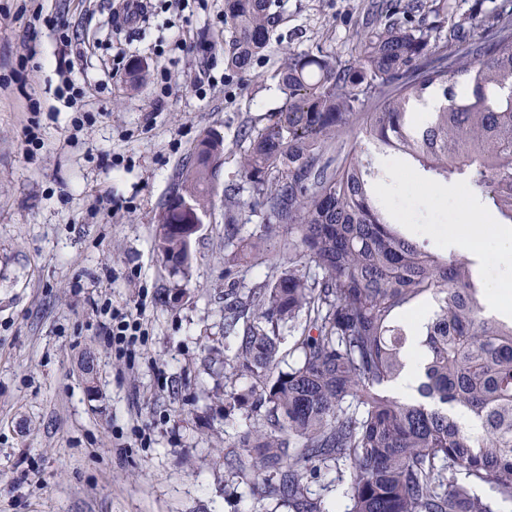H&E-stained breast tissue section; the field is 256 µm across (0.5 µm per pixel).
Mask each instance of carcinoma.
Masks as SVG:
<instances>
[{
	"label": "carcinoma",
	"instance_id": "1",
	"mask_svg": "<svg viewBox=\"0 0 512 512\" xmlns=\"http://www.w3.org/2000/svg\"><path fill=\"white\" fill-rule=\"evenodd\" d=\"M273 5L224 0L227 68L244 72L266 50ZM443 10L442 0H390L355 53L288 54L282 107L241 134L249 197L224 187L227 263L281 268L224 307L227 379L250 382L224 402L230 414L253 399L261 418L238 447L253 486L278 477L274 490L295 512H317L304 479L331 463L346 473L349 512H497L512 502V321L487 314L469 256L402 232L377 196L391 178L379 159L396 155L427 179L463 182L512 224V0L469 39L456 24L445 33L420 20ZM435 91L442 103L419 127L410 103ZM223 150L201 136L172 196L204 211ZM246 209L263 230L241 239L234 223ZM157 250L182 265L190 243L168 231ZM426 305L418 398L402 401L386 387L410 356V314ZM286 328L301 331L298 361L280 372ZM457 409L480 421L479 434L457 423Z\"/></svg>",
	"mask_w": 512,
	"mask_h": 512
}]
</instances>
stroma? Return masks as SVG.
Returning a JSON list of instances; mask_svg holds the SVG:
<instances>
[{"instance_id":"1","label":"stroma","mask_w":512,"mask_h":512,"mask_svg":"<svg viewBox=\"0 0 512 512\" xmlns=\"http://www.w3.org/2000/svg\"><path fill=\"white\" fill-rule=\"evenodd\" d=\"M388 4L276 0L267 51L239 73L224 66V0H152L122 33L113 0H0V512H293L231 464L256 414L224 404L227 292L278 270L241 263L225 277L224 188L240 181L244 127L283 104L285 56L350 54ZM39 7L93 43L71 74L103 83L89 119L58 96L59 30L34 20ZM120 48L148 69L138 90L128 71L104 77ZM205 132L224 155L183 274L155 249L154 220ZM387 165L383 199L413 233L495 223L463 183ZM138 304L148 332L118 355L100 324L107 307ZM305 490L319 512L351 505L332 468Z\"/></svg>"}]
</instances>
